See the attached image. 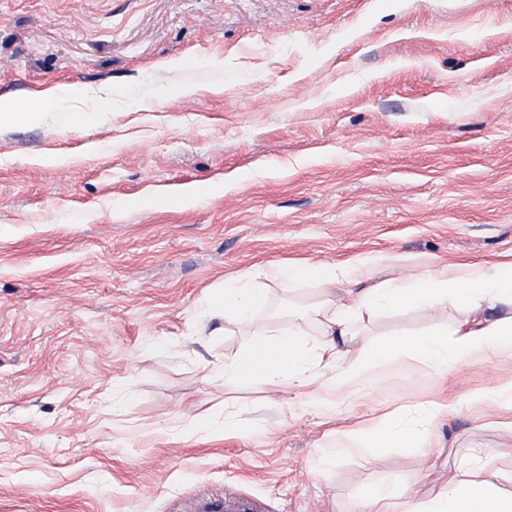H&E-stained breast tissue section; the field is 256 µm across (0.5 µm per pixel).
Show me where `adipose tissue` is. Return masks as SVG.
Listing matches in <instances>:
<instances>
[{
    "label": "adipose tissue",
    "mask_w": 512,
    "mask_h": 512,
    "mask_svg": "<svg viewBox=\"0 0 512 512\" xmlns=\"http://www.w3.org/2000/svg\"><path fill=\"white\" fill-rule=\"evenodd\" d=\"M97 106L85 111L63 103L61 90L21 102L0 98V130L19 122L51 121L63 128L98 124L112 104L107 92L98 91ZM288 282L314 281L327 289L321 311L325 342L310 343L297 326L268 332L253 343L239 362L223 367L228 384L264 382L281 388L309 387L320 369H331L333 385L354 389L367 373L395 357L420 360L430 374L445 377L450 366L487 354L512 357V253L487 266L464 262H422L414 274L400 281H378L357 292L337 296L335 287L347 268L335 263L291 262L279 271L257 268L238 283L218 290L212 307L224 322L240 333L254 327L253 310L275 277ZM452 302L456 314L451 324L412 334H397L372 343L358 341L356 327L382 312L402 308L433 309ZM455 402L416 407V423H400V410L383 416L369 432L368 451L377 455L386 448L418 451L436 418L456 413ZM408 512H512V489L505 488L496 472L460 466L447 487L432 498L414 502Z\"/></svg>",
    "instance_id": "1"
}]
</instances>
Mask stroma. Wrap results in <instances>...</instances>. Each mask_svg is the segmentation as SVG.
<instances>
[{"label":"stroma","instance_id":"stroma-1","mask_svg":"<svg viewBox=\"0 0 512 512\" xmlns=\"http://www.w3.org/2000/svg\"><path fill=\"white\" fill-rule=\"evenodd\" d=\"M105 88L94 127L0 132V512H362L390 476L433 496L459 462L512 476V410L418 361L370 395L225 383L254 342L211 317L257 264L512 252V0H0V97ZM196 201L175 204L184 190ZM270 282L260 330L319 309ZM405 310L363 341L452 318ZM452 398L415 455L351 452L372 422ZM435 466L424 470V456Z\"/></svg>","mask_w":512,"mask_h":512}]
</instances>
